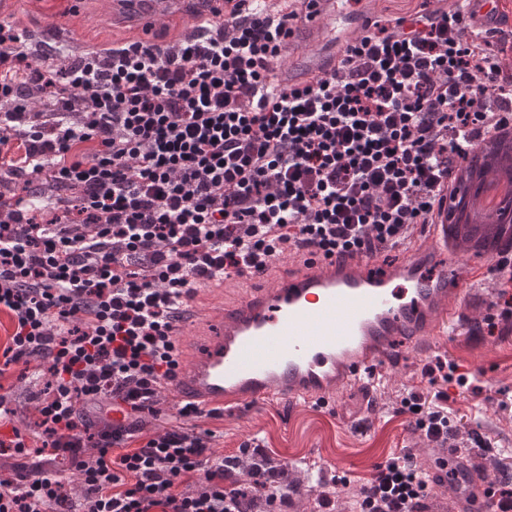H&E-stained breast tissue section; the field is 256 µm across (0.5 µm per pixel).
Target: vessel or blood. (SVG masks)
<instances>
[{"instance_id":"vessel-or-blood-1","label":"vessel or blood","mask_w":512,"mask_h":512,"mask_svg":"<svg viewBox=\"0 0 512 512\" xmlns=\"http://www.w3.org/2000/svg\"><path fill=\"white\" fill-rule=\"evenodd\" d=\"M140 43L156 47L164 13L187 17L184 35L203 18L224 20L246 13L251 0H122ZM296 16L281 37L279 84L303 86L332 74L337 53L366 31L341 19L343 0H297ZM474 28L512 29V0H466ZM444 227L418 225L403 257L389 265L378 255L324 257L306 249L287 274H247L245 295L214 316L194 354L170 385L179 401L240 411L264 402L333 404L342 391L372 389L381 367L405 362L407 350L422 352L452 328L470 324L466 303L475 293L492 298L489 265L449 256ZM435 468L436 486L466 479L484 499L489 475L471 470L452 448Z\"/></svg>"}]
</instances>
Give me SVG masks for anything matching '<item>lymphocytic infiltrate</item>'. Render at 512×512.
<instances>
[{"instance_id":"obj_1","label":"lymphocytic infiltrate","mask_w":512,"mask_h":512,"mask_svg":"<svg viewBox=\"0 0 512 512\" xmlns=\"http://www.w3.org/2000/svg\"><path fill=\"white\" fill-rule=\"evenodd\" d=\"M288 19L253 13L165 50L93 51L58 69L0 23V102L40 86L50 125L0 113V165L19 187L0 199V313L13 329L0 376L38 356L40 443L0 395V456L32 468L0 482V512H77L56 470L78 473L85 512H289L297 485L260 446L215 457L211 432L139 435L179 358L183 301L287 252L339 257L397 249L426 223L454 160L512 112V33L470 31L448 0L371 22L332 75L282 89L272 64ZM23 83H16V76ZM85 121L68 118L74 107ZM77 190L75 200L66 194ZM422 375L401 413L432 443L486 447L448 417L455 364ZM116 418L94 427L78 411ZM410 456L379 464L355 512H423Z\"/></svg>"}]
</instances>
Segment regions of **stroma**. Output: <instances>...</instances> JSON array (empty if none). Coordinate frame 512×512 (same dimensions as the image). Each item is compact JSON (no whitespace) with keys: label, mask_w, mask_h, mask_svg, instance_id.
<instances>
[{"label":"stroma","mask_w":512,"mask_h":512,"mask_svg":"<svg viewBox=\"0 0 512 512\" xmlns=\"http://www.w3.org/2000/svg\"><path fill=\"white\" fill-rule=\"evenodd\" d=\"M8 21L26 32L31 47L40 49L56 45L51 32L56 25L75 30L80 48L108 49L136 38L133 26L113 21L110 0H80L79 11L55 21L45 16L43 0H14ZM80 48L69 49V58L78 57ZM243 293L242 282L235 278L225 286L199 288L194 301L201 313L191 330L178 339L182 356L192 354L211 311ZM440 361L456 363L469 376L465 387L448 389L452 424L464 431L477 430L491 442L493 452L512 457V323L499 324L492 334L482 326L473 332L459 330L432 342L426 354L409 353L402 368L386 370L370 401L351 389L342 392L330 409L261 403L244 412H222L217 418L185 419L178 415L179 401L165 390L160 396L161 417L148 425L211 431L213 449L219 454H234L242 443L259 440L275 460L287 466L290 481L311 486L296 500L294 512H316L321 492L314 484L317 475L344 476L346 482L336 487L333 500L336 512H352L355 494L376 464L407 452L418 468L436 464L432 443L415 432L408 416L398 409L409 390H428L422 370ZM44 386V371L35 359L26 377L14 374L0 379L12 409L28 406L30 393Z\"/></svg>","instance_id":"obj_1"}]
</instances>
